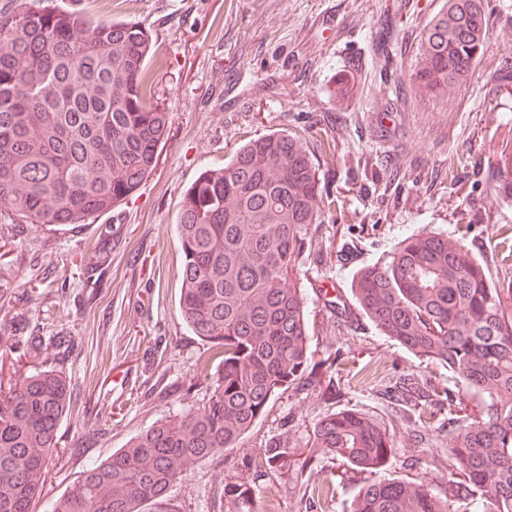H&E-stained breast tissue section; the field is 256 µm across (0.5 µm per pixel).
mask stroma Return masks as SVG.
Returning <instances> with one entry per match:
<instances>
[{"label": "stroma", "instance_id": "obj_1", "mask_svg": "<svg viewBox=\"0 0 512 512\" xmlns=\"http://www.w3.org/2000/svg\"><path fill=\"white\" fill-rule=\"evenodd\" d=\"M102 22L150 31L156 95L169 114L151 176L122 204L85 224L0 222V336L15 324L64 336L55 367L72 389L59 429L62 456L35 512L163 416L200 403L206 347L179 313L182 258L175 223L186 189L250 138L304 139L327 203L310 232L300 286L314 361L338 384L321 398L306 384L274 399L228 455L197 463L166 498L177 512H243L225 486L247 482L252 512H349L372 481L328 463L306 440L326 413L352 409L399 445L390 477L428 478L448 493V409L396 401L411 381L420 397L471 395L435 365L382 336L365 317L342 320L360 268L388 260L422 231L459 239L492 279L512 201L492 202L494 160L512 149V0H483L490 37L465 86L443 98L411 92L424 27L445 0H66ZM37 294H30V286ZM287 433L298 462L281 473L253 465Z\"/></svg>", "mask_w": 512, "mask_h": 512}]
</instances>
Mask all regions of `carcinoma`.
Segmentation results:
<instances>
[{
  "label": "carcinoma",
  "instance_id": "1",
  "mask_svg": "<svg viewBox=\"0 0 512 512\" xmlns=\"http://www.w3.org/2000/svg\"><path fill=\"white\" fill-rule=\"evenodd\" d=\"M488 39L483 0H446L424 30L409 85L448 95L471 74ZM149 33L96 22L54 0L0 9V217L39 226L84 224L131 196L153 172L169 115L153 99ZM494 194L512 198V151L496 161ZM318 169L298 137L253 138L203 171L176 221L183 269L181 317L207 345L210 385L197 407L169 414L112 456L85 466L50 512H145L198 462L237 447L269 402L319 384L312 362L300 258L322 222ZM358 311L383 335L436 362L478 399L469 414L448 401V497L427 478H379L350 512H512V276L492 282L458 240L418 233L389 261L350 282ZM24 336L0 349V512H33L59 457L71 404L66 376L46 366L61 343ZM323 458L375 473L398 446L353 411L314 424ZM294 449L275 436L264 470L288 468ZM224 493L251 502L245 483Z\"/></svg>",
  "mask_w": 512,
  "mask_h": 512
}]
</instances>
